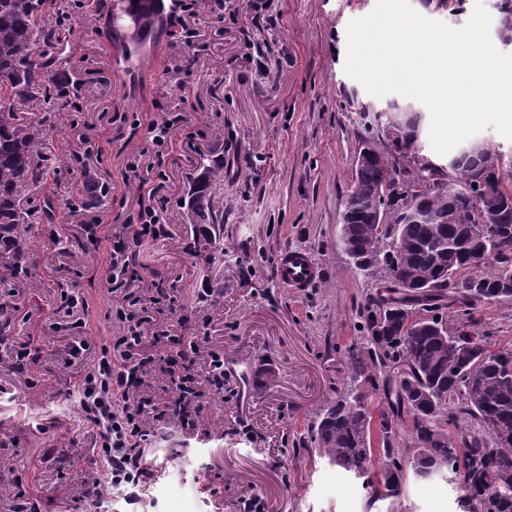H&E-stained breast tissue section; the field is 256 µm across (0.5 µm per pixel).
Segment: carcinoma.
I'll return each mask as SVG.
<instances>
[{
  "label": "carcinoma",
  "instance_id": "1",
  "mask_svg": "<svg viewBox=\"0 0 512 512\" xmlns=\"http://www.w3.org/2000/svg\"><path fill=\"white\" fill-rule=\"evenodd\" d=\"M53 0H0V242L12 252L11 270H26L29 241L20 232L21 189L43 171V132L15 111L43 88L52 60L43 46L52 38L47 21ZM498 41L512 43V0H499ZM365 126L377 136L363 140L369 150L347 194L342 221L347 245L365 267L360 274L386 282L364 309V342L350 346L345 363L350 379L377 392L382 406H361L349 393L336 398L310 435L319 453L356 477L386 470L404 452L394 447L405 418L416 443L412 473L428 479L456 478L469 495L462 512H512V348L489 349L475 330L478 306L512 297V159L489 147L475 149L457 164L441 165L422 153L423 117L408 104L393 103L378 113L362 108ZM396 182L381 197L379 181ZM224 173L207 168L194 181L186 216L199 251L224 249V211L210 192ZM493 227L504 245L480 262L468 257L484 248V230ZM478 291L464 287L469 280ZM419 305L427 313L456 306L466 320L437 330L422 320L405 328L400 311ZM386 316L387 335L375 337V319ZM459 400L458 411H450ZM391 426L372 446L373 415ZM461 417L470 426L452 439L448 422ZM398 471L379 487L367 483L368 506L400 498Z\"/></svg>",
  "mask_w": 512,
  "mask_h": 512
}]
</instances>
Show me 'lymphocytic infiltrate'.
I'll return each mask as SVG.
<instances>
[{
  "instance_id": "1",
  "label": "lymphocytic infiltrate",
  "mask_w": 512,
  "mask_h": 512,
  "mask_svg": "<svg viewBox=\"0 0 512 512\" xmlns=\"http://www.w3.org/2000/svg\"><path fill=\"white\" fill-rule=\"evenodd\" d=\"M162 213L159 206L143 207L136 223L123 225L120 232L112 234L109 253L112 284L120 287L138 280L134 248L143 240L167 237ZM85 307L84 298L67 295L61 301L64 318L56 322L54 328L73 334L67 347V362L81 366L74 383L75 403L98 436L86 463L88 467L105 471L104 479L87 482L84 495L99 502L103 499L102 485L125 492L151 480L153 473L146 464L144 450L151 437L146 419L163 421L173 418L182 428H195L196 421L190 409L200 395L198 385L203 382L210 391L223 393L224 359L212 355L205 375H198L193 358L194 342L167 329L155 332V342L164 344L167 350L165 375L176 394L162 402L141 396L143 376L154 360L144 349L150 316L144 310L135 309L132 301L126 298L112 305L107 316L122 323L124 333L111 337L94 353L88 341L79 334L85 322L77 313Z\"/></svg>"
}]
</instances>
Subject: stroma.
<instances>
[{
	"mask_svg": "<svg viewBox=\"0 0 512 512\" xmlns=\"http://www.w3.org/2000/svg\"><path fill=\"white\" fill-rule=\"evenodd\" d=\"M269 2L271 21L256 27L235 21L251 0H226L220 10L199 0L196 16L164 28L139 82L114 72V0H68L69 19L54 25L48 80H74L78 91L21 107L44 131L47 179L21 195L28 271L14 276L0 266V312L10 335L35 337L43 350L22 373L0 364V512L20 491L41 512H71L81 496L79 457L94 431L68 397L75 375L64 362L68 339L53 329L57 296L70 289L87 300L92 346L122 334L105 317L110 243L81 227L129 223L151 197L167 202L169 235L136 246L142 279L129 290L162 297L148 308L154 329L183 323L199 348L197 370L216 351L228 362L271 364L277 382L242 400L228 375L223 394L197 400L195 430L152 423V479L136 499L106 496V512H248L253 502L260 512H366L360 482L320 456L309 429L350 382L345 351L363 341L360 313L375 291L350 267L339 225L364 134L354 106H385L344 71L347 25L376 0ZM258 51L262 72L248 61ZM171 113L182 119L159 155L149 123ZM223 157L235 166L212 189L224 210V252L210 259L195 250L182 201L202 166ZM149 165L159 175L142 193ZM87 171L104 187L89 205L80 196ZM48 197L56 205L50 222L42 214ZM290 248L316 262L310 288L280 283L277 259ZM475 318L491 348L512 346V298L480 306ZM459 495L447 476L409 474L396 510L459 512Z\"/></svg>",
	"mask_w": 512,
	"mask_h": 512,
	"instance_id": "stroma-1",
	"label": "stroma"
}]
</instances>
